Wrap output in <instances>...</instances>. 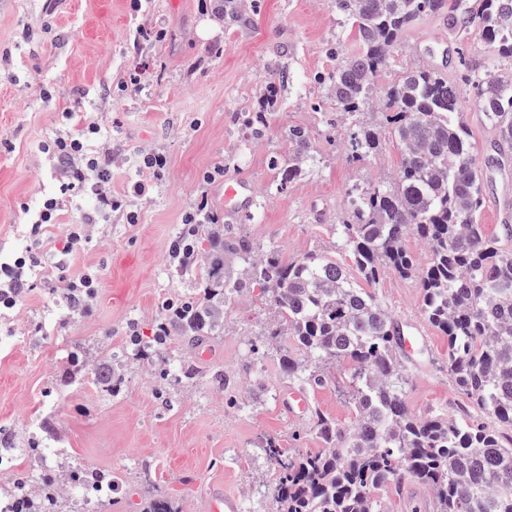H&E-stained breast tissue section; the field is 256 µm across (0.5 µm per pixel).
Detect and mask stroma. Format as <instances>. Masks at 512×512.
<instances>
[{"mask_svg":"<svg viewBox=\"0 0 512 512\" xmlns=\"http://www.w3.org/2000/svg\"><path fill=\"white\" fill-rule=\"evenodd\" d=\"M220 13L219 0H149L137 15L128 0H12L0 10V254L24 250L25 206L58 190L46 142L94 122L123 159L112 169L121 207L92 226L64 270L61 241L89 205L63 207L41 236L42 264L28 276L31 290L15 308L0 311V432L21 468L29 439L38 437L44 446L65 449L68 458L120 471V505L100 512H142L158 491L171 496L179 512H206L216 489L236 501L237 512H276L274 466L260 438H294L299 448L314 451L320 442L311 410L345 425L352 420L344 366L329 385L308 391L309 412L293 417L282 408L289 386L280 358L293 343L285 338L252 351L250 338L277 318L258 290L236 294L207 356L177 340L146 360L125 344L129 325L150 336L162 302L192 289L193 276L172 278L169 248L200 199L223 213L225 176L244 175L256 193L251 209L237 218L241 233L260 246L276 242L285 257L298 259L334 250L332 226L352 186L389 183L396 171L398 149L389 138L380 155L351 159L345 149L350 128L318 82L358 49L334 0H249L244 26H227ZM141 27L166 32V42L138 37ZM434 34L431 19L420 20L394 51L383 83L423 58ZM435 61L453 75L492 65L476 27L449 34ZM274 82L280 95L263 147L255 151L240 142L237 118ZM460 90L482 164L495 154L496 134L483 120L473 86L464 81ZM69 110L74 118H66ZM291 126L308 132L314 161L280 189L269 159L287 150ZM152 152L167 156L165 171L145 194L128 195L129 182L142 176L139 159ZM66 270L98 277L87 311L62 301ZM376 293L399 326H418L426 339L406 360L409 411L488 424L443 367L448 340L423 315L418 277L385 275ZM75 351L111 370L112 396L85 379V363L71 358ZM178 358L199 367L196 380L173 385L162 378ZM387 500L390 512H438L432 493L411 480L389 491Z\"/></svg>","mask_w":512,"mask_h":512,"instance_id":"1","label":"stroma"}]
</instances>
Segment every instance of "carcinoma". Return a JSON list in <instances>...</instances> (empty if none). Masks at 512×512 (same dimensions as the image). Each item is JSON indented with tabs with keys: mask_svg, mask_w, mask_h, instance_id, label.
Wrapping results in <instances>:
<instances>
[{
	"mask_svg": "<svg viewBox=\"0 0 512 512\" xmlns=\"http://www.w3.org/2000/svg\"><path fill=\"white\" fill-rule=\"evenodd\" d=\"M336 11L355 31L359 50L324 81L327 97L353 124L351 158L380 153L383 135L396 142L399 159L393 182L348 196L346 220L333 227L345 264L328 253L290 260L274 244L258 249L233 224H185L172 243L174 266L186 256L198 260V295L161 304V317L148 339L132 334L135 352L146 358L175 338L205 342L220 328L215 313L244 286L259 289L278 318L260 342L292 339L295 352L282 355L289 384L303 390L331 382L330 368L350 372L353 420L344 425L316 411V452L290 453L275 438L262 448L276 464L273 499L279 512H389L375 495L409 478L432 491L439 512H512V439L503 443L493 428L466 417L412 415L405 403L403 337L375 288L382 276L420 272L422 311L448 338L443 368L456 389L478 409L512 428V224L489 234L479 223L482 169L472 135L459 108L457 85L448 72L426 62L374 95L378 76L394 49L425 17H448L460 32L477 26L495 62H509L512 0H336ZM239 0H224V23L245 21ZM503 69L469 74L476 104L497 133L499 155H512V82ZM378 119H364L371 109ZM267 112H246L254 135L269 125ZM312 159L309 134L288 129V160L278 175L289 181ZM413 236L431 261L418 270L404 241ZM241 263L239 276L226 272V259ZM356 273H351L350 268ZM71 483L87 493L106 481L122 484L118 471L81 462ZM52 473L39 477L45 489L32 505L31 483L18 475L11 492L18 512H61L51 492ZM143 512H174L159 493Z\"/></svg>",
	"mask_w": 512,
	"mask_h": 512,
	"instance_id": "carcinoma-1",
	"label": "carcinoma"
}]
</instances>
